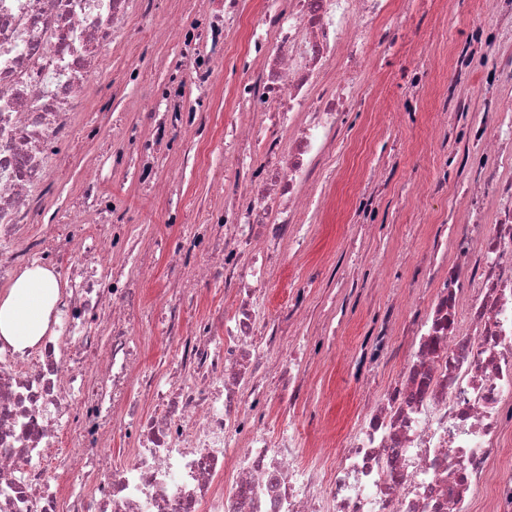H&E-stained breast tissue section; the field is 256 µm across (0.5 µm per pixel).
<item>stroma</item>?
I'll use <instances>...</instances> for the list:
<instances>
[{
    "mask_svg": "<svg viewBox=\"0 0 512 512\" xmlns=\"http://www.w3.org/2000/svg\"><path fill=\"white\" fill-rule=\"evenodd\" d=\"M407 7L408 20L392 31L387 46L368 44L358 104L344 120L341 150L326 155L321 171L330 173L326 206L314 225L307 252L276 269L269 294L271 311L285 307L288 293L305 289L310 299L309 330L322 352L310 369L313 391L303 410L309 432L330 426L343 436L356 419L367 390L395 374L404 347L390 346L380 360L370 348L390 305L393 286L423 274L419 258L448 222V214L468 184L458 173L462 157L455 142L465 139L467 117L448 99L449 86L474 92L495 65L499 49L512 47V34L501 33L498 46L473 50L477 14L490 0H395ZM224 0H144L112 53L101 66V80L85 115L79 116L78 141L62 145L49 182L45 215L68 209L90 172L117 199L112 221L125 225L141 251L156 259V277L143 286L147 302L159 301L180 227L222 212L246 188L262 158L244 164L224 143V125L236 120L232 90L247 75L243 68L244 28H230L219 54L222 75L211 87L192 89L191 105L199 134L192 141L173 136L154 156L158 176L169 192L152 193L141 185L133 164L113 167L110 156L122 148L118 129L136 128L139 147L151 142L150 124L140 110L143 100L159 95L174 78L187 77L191 55L173 35H161L168 17L181 16L191 26L205 12L223 11ZM437 58L441 69L424 64ZM419 93H412V85ZM384 99L388 111L374 107ZM481 111L482 100H472ZM448 119V142L425 152L421 142L440 117ZM425 186L427 197L413 193ZM374 196L365 238L354 241L355 209L362 192Z\"/></svg>",
    "mask_w": 512,
    "mask_h": 512,
    "instance_id": "1",
    "label": "stroma"
}]
</instances>
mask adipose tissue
I'll return each mask as SVG.
<instances>
[{"mask_svg":"<svg viewBox=\"0 0 512 512\" xmlns=\"http://www.w3.org/2000/svg\"><path fill=\"white\" fill-rule=\"evenodd\" d=\"M58 293V283L50 271L25 270L0 295V337L20 350L35 345L48 328Z\"/></svg>","mask_w":512,"mask_h":512,"instance_id":"ef3b65f1","label":"adipose tissue"}]
</instances>
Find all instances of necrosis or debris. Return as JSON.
I'll list each match as a JSON object with an SVG mask.
<instances>
[{
	"mask_svg": "<svg viewBox=\"0 0 512 512\" xmlns=\"http://www.w3.org/2000/svg\"><path fill=\"white\" fill-rule=\"evenodd\" d=\"M133 0H0V286L22 270L59 282L50 329L34 347L0 339V512H472L489 488L491 512H512V465L493 456L512 436V88L485 86L494 122L470 130L468 175L478 189L454 208L451 232L423 259L424 312L398 292L376 338L387 349L403 320L397 376L369 390L342 438L307 440L296 407L320 354L305 335V294L268 311L273 267L307 242L322 200L318 160L359 96L371 36L402 25L391 0H265L247 31L255 79L234 91L250 122L224 137L264 167L223 216L190 225L183 250L197 275L220 279L231 308L188 325V282L173 276L159 313L142 283L156 272L120 227L102 182L89 178L59 224H36L61 142L74 139L100 64ZM239 0L184 32L197 45L199 85L221 70L213 52ZM335 70L334 89L318 92ZM181 84L143 104L155 144L197 129ZM466 261L446 267L448 253ZM176 343L179 375L143 371L155 333ZM108 344H101V334ZM289 407L272 428L270 413ZM135 443L114 462L112 437ZM317 452L302 463L307 443Z\"/></svg>",
	"mask_w": 512,
	"mask_h": 512,
	"instance_id": "4bbe7bcc",
	"label": "necrosis or debris"
}]
</instances>
